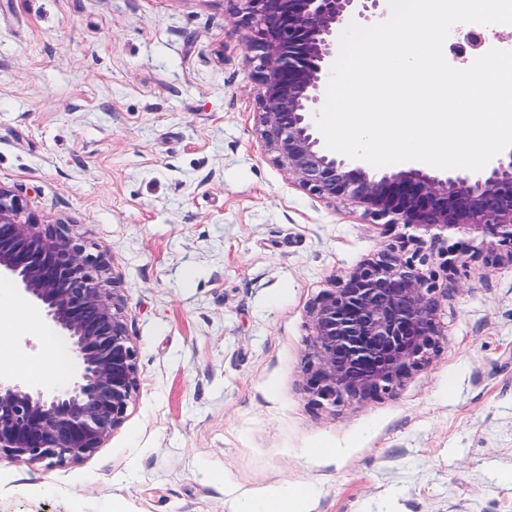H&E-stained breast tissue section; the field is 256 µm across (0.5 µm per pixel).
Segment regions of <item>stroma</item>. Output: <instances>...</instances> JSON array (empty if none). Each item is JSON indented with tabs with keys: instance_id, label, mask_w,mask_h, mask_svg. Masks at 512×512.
<instances>
[{
	"instance_id": "stroma-1",
	"label": "stroma",
	"mask_w": 512,
	"mask_h": 512,
	"mask_svg": "<svg viewBox=\"0 0 512 512\" xmlns=\"http://www.w3.org/2000/svg\"><path fill=\"white\" fill-rule=\"evenodd\" d=\"M229 0H0V185L116 282L123 422L53 467L0 454V512H512V263L289 178ZM436 286L440 347L393 392L318 404L310 311L387 247ZM192 278H185V271ZM335 449L332 457L324 449ZM312 495V489L304 485L287 491L270 489L238 512H308Z\"/></svg>"
}]
</instances>
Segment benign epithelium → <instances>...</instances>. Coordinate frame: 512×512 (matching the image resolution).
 Masks as SVG:
<instances>
[{"instance_id": "7a95c632", "label": "benign epithelium", "mask_w": 512, "mask_h": 512, "mask_svg": "<svg viewBox=\"0 0 512 512\" xmlns=\"http://www.w3.org/2000/svg\"><path fill=\"white\" fill-rule=\"evenodd\" d=\"M228 2L255 31L261 137L299 186L420 228L434 242L456 228L512 246V147L480 171L444 176L413 166L371 176L360 160L323 149L316 118L340 34L350 20L382 17L386 0ZM102 271L101 260L62 229L41 227L0 185V276L64 333L72 363L67 385L51 392L0 379V453L62 464L93 453L124 420L137 389V353ZM434 290L391 246L324 292L311 311L312 393L332 404L366 400L424 365L439 336Z\"/></svg>"}]
</instances>
